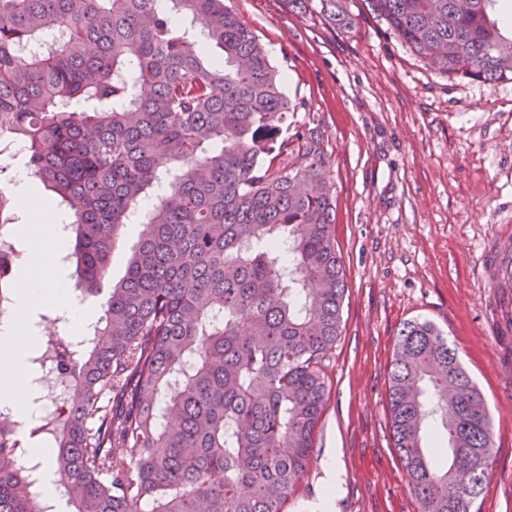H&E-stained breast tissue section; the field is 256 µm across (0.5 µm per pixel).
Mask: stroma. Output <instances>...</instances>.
Wrapping results in <instances>:
<instances>
[{
  "label": "stroma",
  "instance_id": "35a3bbf8",
  "mask_svg": "<svg viewBox=\"0 0 512 512\" xmlns=\"http://www.w3.org/2000/svg\"><path fill=\"white\" fill-rule=\"evenodd\" d=\"M287 77L290 130L323 139L346 269L342 333L307 475L283 512H420L389 432L388 371L404 322L429 321L481 391L493 445L473 512H512V80L448 77L342 0H226Z\"/></svg>",
  "mask_w": 512,
  "mask_h": 512
}]
</instances>
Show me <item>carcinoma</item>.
<instances>
[{"label":"carcinoma","instance_id":"1","mask_svg":"<svg viewBox=\"0 0 512 512\" xmlns=\"http://www.w3.org/2000/svg\"><path fill=\"white\" fill-rule=\"evenodd\" d=\"M497 2L365 0L425 64L487 84L512 80ZM291 109L225 0H0V154L24 139L30 177L72 211L76 289L95 295L123 228L135 214L143 227L93 335L40 336L32 371L48 359L69 394L51 430L0 422V512H47L20 460L35 437L71 512H282L307 474L346 293L322 141L288 134ZM10 182L0 166V319L28 252ZM388 383L421 512H471L491 422L435 325L403 324ZM428 433L446 444L434 456Z\"/></svg>","mask_w":512,"mask_h":512}]
</instances>
